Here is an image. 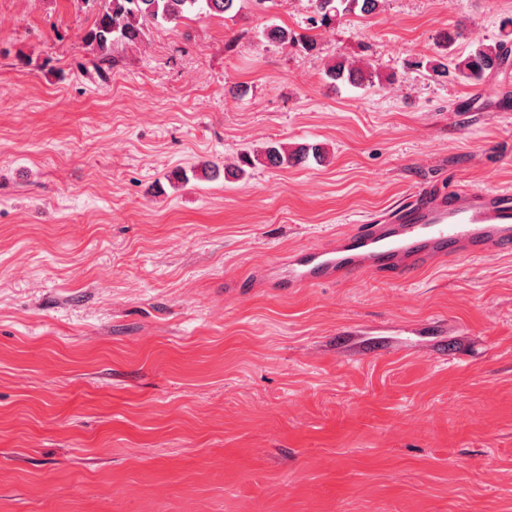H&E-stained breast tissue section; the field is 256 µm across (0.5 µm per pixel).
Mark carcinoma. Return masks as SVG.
<instances>
[{"instance_id":"carcinoma-1","label":"carcinoma","mask_w":512,"mask_h":512,"mask_svg":"<svg viewBox=\"0 0 512 512\" xmlns=\"http://www.w3.org/2000/svg\"><path fill=\"white\" fill-rule=\"evenodd\" d=\"M94 2L93 22L85 32L83 40L102 63L112 62V52L119 45L131 46L143 43L147 37L148 25L177 23L194 17L223 16L233 12L241 0H85ZM313 16L310 17L312 29L328 27L336 20L356 12L362 15L376 13L382 7L383 0H312ZM262 36L283 47L297 42L296 35L289 29L270 25L263 29ZM512 42V17L500 22L499 38L489 44H482L465 56L457 57L447 63L448 57L431 58L425 62V68L436 76H446L449 70L466 81L478 82L488 73L503 67L509 59V43ZM325 78L331 84H348L360 87L365 83H374L381 78L379 67L372 63L364 64L344 55L327 65ZM325 157L323 148L318 144H297L288 147L272 144L260 153L246 155L240 164L225 170L242 171L241 165L255 163L267 164L276 168H288L309 159L319 161Z\"/></svg>"}]
</instances>
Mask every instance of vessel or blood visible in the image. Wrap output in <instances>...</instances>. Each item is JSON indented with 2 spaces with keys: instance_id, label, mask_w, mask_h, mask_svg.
<instances>
[{
  "instance_id": "b4317fda",
  "label": "vessel or blood",
  "mask_w": 512,
  "mask_h": 512,
  "mask_svg": "<svg viewBox=\"0 0 512 512\" xmlns=\"http://www.w3.org/2000/svg\"><path fill=\"white\" fill-rule=\"evenodd\" d=\"M512 254V191L432 187L361 230L301 247L261 285L277 294L379 272L399 280L462 256Z\"/></svg>"
}]
</instances>
